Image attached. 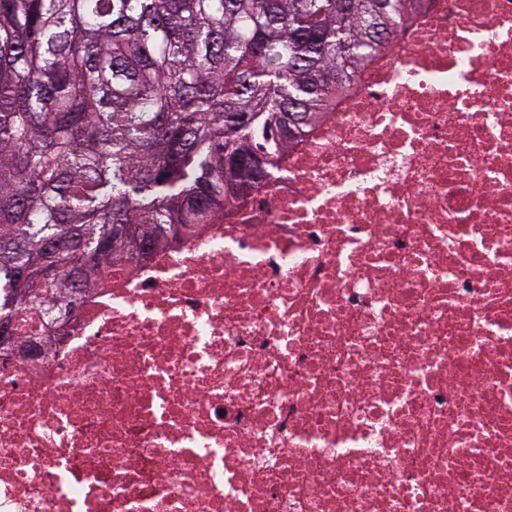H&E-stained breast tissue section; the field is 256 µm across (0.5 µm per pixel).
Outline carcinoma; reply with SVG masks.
<instances>
[{
    "label": "carcinoma",
    "mask_w": 512,
    "mask_h": 512,
    "mask_svg": "<svg viewBox=\"0 0 512 512\" xmlns=\"http://www.w3.org/2000/svg\"><path fill=\"white\" fill-rule=\"evenodd\" d=\"M423 0H0V285L80 303L105 267L258 188ZM135 224L139 233L123 234Z\"/></svg>",
    "instance_id": "obj_1"
}]
</instances>
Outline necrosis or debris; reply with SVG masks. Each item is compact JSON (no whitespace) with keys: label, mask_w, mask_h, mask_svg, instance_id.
I'll return each instance as SVG.
<instances>
[{"label":"necrosis or debris","mask_w":512,"mask_h":512,"mask_svg":"<svg viewBox=\"0 0 512 512\" xmlns=\"http://www.w3.org/2000/svg\"><path fill=\"white\" fill-rule=\"evenodd\" d=\"M0 313V512H512V0H427L259 191Z\"/></svg>","instance_id":"necrosis-or-debris-1"}]
</instances>
